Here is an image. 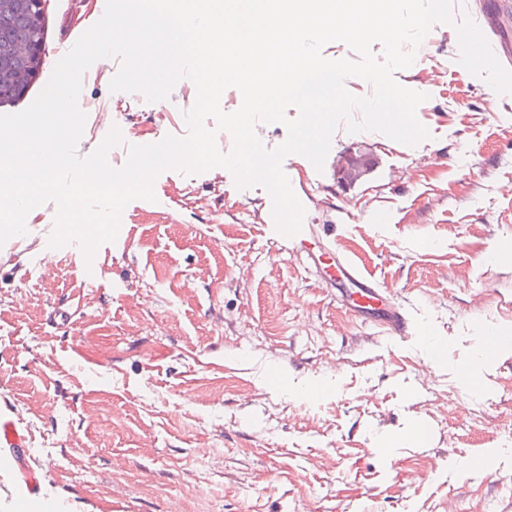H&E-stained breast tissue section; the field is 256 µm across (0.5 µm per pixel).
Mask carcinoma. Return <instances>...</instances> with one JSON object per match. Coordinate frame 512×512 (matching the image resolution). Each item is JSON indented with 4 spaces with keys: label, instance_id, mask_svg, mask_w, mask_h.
<instances>
[{
    "label": "carcinoma",
    "instance_id": "1",
    "mask_svg": "<svg viewBox=\"0 0 512 512\" xmlns=\"http://www.w3.org/2000/svg\"><path fill=\"white\" fill-rule=\"evenodd\" d=\"M44 41L43 9L37 0H0V88L11 85L17 75L33 77L41 62L25 59L9 63L12 37Z\"/></svg>",
    "mask_w": 512,
    "mask_h": 512
}]
</instances>
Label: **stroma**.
Listing matches in <instances>:
<instances>
[{"label": "stroma", "mask_w": 512, "mask_h": 512, "mask_svg": "<svg viewBox=\"0 0 512 512\" xmlns=\"http://www.w3.org/2000/svg\"><path fill=\"white\" fill-rule=\"evenodd\" d=\"M100 17L99 0H44V64L0 114L26 109ZM477 26L486 41L468 43ZM492 48L494 71L469 67ZM121 66L82 78L79 156L115 127L150 144L189 131L192 80L151 103L111 91ZM395 78L426 94L427 139L341 126L323 169L293 154L283 170L321 245L404 305L403 337L306 272L267 229V189L221 167L161 172L154 200L124 208L96 282L51 249L55 201L0 245V411L28 437L41 498L62 512H442L451 499L512 512V0H455ZM358 149L373 167L342 186ZM422 328L445 360H429ZM485 329L510 344L483 356Z\"/></svg>", "instance_id": "35a3bbf8"}]
</instances>
